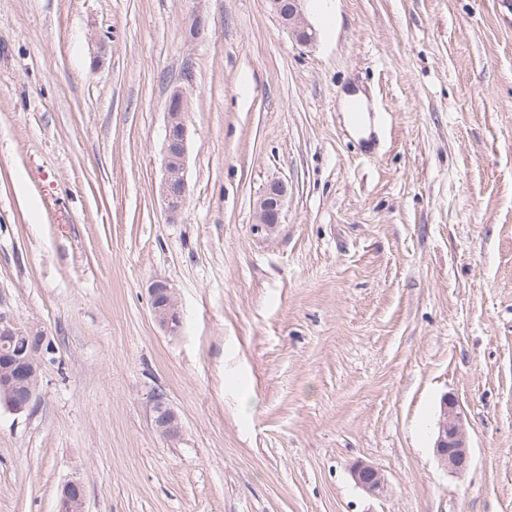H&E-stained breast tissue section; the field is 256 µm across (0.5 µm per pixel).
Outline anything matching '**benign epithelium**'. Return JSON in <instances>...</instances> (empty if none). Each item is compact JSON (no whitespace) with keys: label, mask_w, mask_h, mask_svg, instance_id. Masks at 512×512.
I'll return each mask as SVG.
<instances>
[{"label":"benign epithelium","mask_w":512,"mask_h":512,"mask_svg":"<svg viewBox=\"0 0 512 512\" xmlns=\"http://www.w3.org/2000/svg\"><path fill=\"white\" fill-rule=\"evenodd\" d=\"M271 11L283 29L297 42L311 44L316 30L305 16V0H268ZM189 103L178 90L166 105L165 136L162 149L163 177L160 195L165 210L175 215L185 206L188 195L186 178L189 126L186 115ZM286 188L279 180L268 182L256 201L258 223L272 229L281 223ZM150 308L154 321L165 333H179L182 321L176 293L164 281L149 288ZM55 352L46 332L16 321L0 310V396L5 408L20 414L30 409L36 398L43 358ZM153 426L168 441L181 437L182 425L178 414L162 398L153 402ZM434 452L442 466L461 476L470 466L468 436L455 399L445 395L440 402L438 431ZM354 484L366 494L382 496L388 489L385 475L376 467L358 461L350 468ZM57 512H84L83 485L79 480L65 482L59 491Z\"/></svg>","instance_id":"1"}]
</instances>
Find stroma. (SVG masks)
I'll return each mask as SVG.
<instances>
[{
  "mask_svg": "<svg viewBox=\"0 0 512 512\" xmlns=\"http://www.w3.org/2000/svg\"><path fill=\"white\" fill-rule=\"evenodd\" d=\"M305 14L308 45L268 0H0V308L57 348L34 408H0V512H56L70 479L86 512H512V0ZM446 394L461 477L433 451ZM189 103L178 90L166 105L165 136L162 149L163 177L160 195L165 210L175 215L185 206L188 195L186 178L189 126L186 115ZM286 197V188L279 180L268 182L256 201V214L259 224L274 228L281 223ZM149 295L156 324L168 335L178 334L182 321L174 289L164 281H156L149 288ZM152 422L157 433L166 440L173 442L181 437V420L175 410L161 397L154 398ZM350 476L354 484L370 496L380 497L388 489L385 475L366 462L354 463L350 468Z\"/></svg>",
  "mask_w": 512,
  "mask_h": 512,
  "instance_id": "obj_1",
  "label": "stroma"
}]
</instances>
